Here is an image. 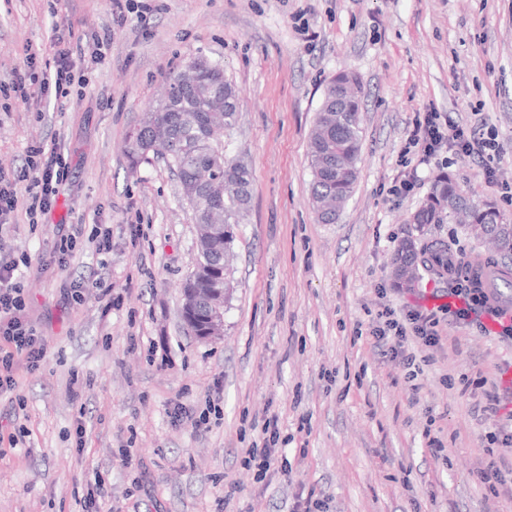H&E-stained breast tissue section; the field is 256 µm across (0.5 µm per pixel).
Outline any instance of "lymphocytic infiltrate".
<instances>
[{
	"instance_id": "lymphocytic-infiltrate-1",
	"label": "lymphocytic infiltrate",
	"mask_w": 512,
	"mask_h": 512,
	"mask_svg": "<svg viewBox=\"0 0 512 512\" xmlns=\"http://www.w3.org/2000/svg\"><path fill=\"white\" fill-rule=\"evenodd\" d=\"M27 72H15L11 90L16 97L27 100L32 96L71 98L81 96L87 83L84 70L77 68L69 48L57 51L53 76L43 79L38 88H31ZM456 149L477 157L482 163L485 180L497 186L503 194L512 195V183L501 180L494 165L502 148L493 129L485 124H453L442 120L439 113L419 112L412 121L403 155L432 156L442 149ZM68 163L58 147L37 145L28 151L26 163L18 173L9 175L0 170V230L10 223L17 209H24L29 220L48 213L55 205L59 185L66 180ZM18 262L11 256L0 255V337L6 345L0 347V391L13 389V366L16 357L27 361L29 370H37L45 355V343L36 328L26 319L24 287L17 277ZM378 324L373 331L379 340L388 342L393 357L405 368L416 365V355L408 348L410 338L417 337L432 344L437 340V320L434 314L407 311L397 314L390 307L379 310ZM486 456L475 473L477 483L486 491L498 493L512 478V462L496 455L497 443L512 442V422L484 432Z\"/></svg>"
}]
</instances>
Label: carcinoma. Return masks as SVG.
Returning <instances> with one entry per match:
<instances>
[{"label": "carcinoma", "mask_w": 512, "mask_h": 512, "mask_svg": "<svg viewBox=\"0 0 512 512\" xmlns=\"http://www.w3.org/2000/svg\"><path fill=\"white\" fill-rule=\"evenodd\" d=\"M224 94V111L216 122L213 141L199 134L203 111L210 107L214 90ZM362 88L356 78L340 73L329 83L309 138L312 168L311 198L318 218L324 223L336 221L332 207L344 203L350 196L358 164L361 162L363 136L360 123ZM239 97L236 88L224 80L219 64L209 70L190 90L180 91L178 75L169 77L165 97L148 113V119L127 138L126 154L131 168L148 159V147H159L156 155L170 152L169 162L181 180V190L191 210L192 221L200 228L204 224L224 225V256L213 252L211 236L200 233L196 238V261L188 276L194 288L230 287L229 262L235 240L234 228L242 223L252 198V177L247 166L224 152L220 141L224 132L233 130L238 121ZM224 180V212H212L211 197L200 186L201 173ZM461 223L479 227L489 235L488 242L499 251L503 262L490 272L502 278L512 288V224L507 222L495 203L488 199L469 198L454 178L442 173L435 179L430 192L412 216L418 230L430 224H445L455 216ZM429 265L436 275L448 268V245L434 240L425 246L413 235L402 240L393 257L392 275L395 286L409 289L416 279L410 269L419 264Z\"/></svg>", "instance_id": "cac0c4a2"}]
</instances>
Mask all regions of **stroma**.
<instances>
[{
  "label": "stroma",
  "mask_w": 512,
  "mask_h": 512,
  "mask_svg": "<svg viewBox=\"0 0 512 512\" xmlns=\"http://www.w3.org/2000/svg\"><path fill=\"white\" fill-rule=\"evenodd\" d=\"M146 23L115 25L111 0H0V169L26 149L57 144L71 174L39 223L15 212L0 252L22 268L26 317L45 339L37 371L18 367L0 393V512H86L103 487L112 512H294L308 496L324 512H512V492L473 480L480 435L512 414V326L488 333L441 316L438 340H413L426 359L418 392L399 360L369 334L383 306H445L452 276L394 288L391 257L435 176L447 173L512 220V200L476 157L441 151L417 164L401 150L415 113L486 121L512 180V0H152ZM302 16L316 40L294 23ZM72 44L103 29L111 53L91 64L82 99L15 97L8 86L38 50L35 75L54 69L55 24ZM220 63L240 96L228 151L252 174L248 215L236 229L224 335L193 336L179 313L195 231L177 178L152 158L130 168L129 132L190 59ZM353 73L363 88L362 161L336 223L310 201L309 133L328 83ZM112 227L97 254L94 225ZM80 228L64 270H41L63 226ZM458 267L487 256L459 224H432ZM104 277L113 305L68 300L73 281ZM484 388L472 385L476 378ZM501 393L498 413L485 394ZM220 401L208 429L172 422L175 397ZM278 414V459L289 475L258 479L243 464L259 423ZM84 436H77V428ZM448 456L434 460L429 438Z\"/></svg>",
  "instance_id": "obj_1"
}]
</instances>
